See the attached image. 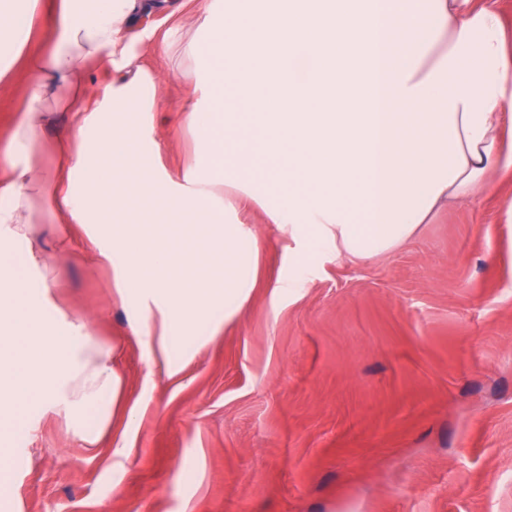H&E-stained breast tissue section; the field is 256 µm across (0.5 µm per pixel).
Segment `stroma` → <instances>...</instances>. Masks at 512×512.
<instances>
[{"label": "stroma", "mask_w": 512, "mask_h": 512, "mask_svg": "<svg viewBox=\"0 0 512 512\" xmlns=\"http://www.w3.org/2000/svg\"><path fill=\"white\" fill-rule=\"evenodd\" d=\"M145 29L144 62L172 72L160 96L179 108L183 48L160 14L132 20ZM28 79L16 66L0 90V153ZM152 135L171 175L192 164V132ZM237 218L258 241L254 285L232 317L216 311L218 333L182 335L176 373L93 262L101 225H33L55 254L42 316L89 324L123 391L94 448L66 414L13 418L8 512H512V174L379 257L306 256L297 288L280 285L287 233L252 203Z\"/></svg>", "instance_id": "stroma-1"}]
</instances>
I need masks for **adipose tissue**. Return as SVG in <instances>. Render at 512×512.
<instances>
[{"instance_id":"obj_1","label":"adipose tissue","mask_w":512,"mask_h":512,"mask_svg":"<svg viewBox=\"0 0 512 512\" xmlns=\"http://www.w3.org/2000/svg\"><path fill=\"white\" fill-rule=\"evenodd\" d=\"M178 18L171 0H0V82L18 61L31 78L7 154L0 161V256L29 240L40 208L73 224L126 211L116 186L127 173L147 181L170 208L190 215L206 248L157 244L137 224L109 228L100 261L137 301L134 328L171 371L175 333L244 298L255 239L225 220L237 199L265 209L301 248L336 249L353 261L390 252L434 214L473 198L497 171H512V59L493 0H204L192 56L195 79L180 124L197 135L196 159L175 180L139 137L141 166L129 170L117 120L143 112L171 117L161 74L142 58L155 45L126 32L135 13ZM44 15L50 45L33 42L21 19ZM113 74L104 95L92 69ZM71 115L64 176L32 162L52 113ZM224 269L211 287L197 271ZM53 282L34 296L0 287V413H97L80 431L96 445L121 378L112 352L89 335L44 319Z\"/></svg>"}]
</instances>
